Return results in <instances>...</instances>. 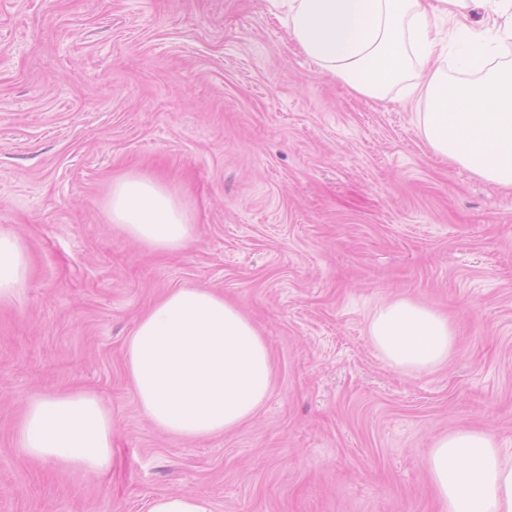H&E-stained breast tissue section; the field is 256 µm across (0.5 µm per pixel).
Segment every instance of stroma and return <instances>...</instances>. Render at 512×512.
<instances>
[{"label":"stroma","mask_w":512,"mask_h":512,"mask_svg":"<svg viewBox=\"0 0 512 512\" xmlns=\"http://www.w3.org/2000/svg\"><path fill=\"white\" fill-rule=\"evenodd\" d=\"M393 88L350 94L295 48L267 0H0V227L32 258L0 305V512H437L433 440L512 448V192L436 157ZM129 173L192 217L158 254L111 224ZM223 292L261 332L274 386L237 430L183 441L141 412L125 342L165 291ZM408 298L457 340L429 372L368 334ZM99 394L118 425L96 480L14 446L27 399ZM148 512H213V506L200 495L162 494L150 501Z\"/></svg>","instance_id":"35a3bbf8"}]
</instances>
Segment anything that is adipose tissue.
Here are the masks:
<instances>
[{"instance_id": "obj_1", "label": "adipose tissue", "mask_w": 512, "mask_h": 512, "mask_svg": "<svg viewBox=\"0 0 512 512\" xmlns=\"http://www.w3.org/2000/svg\"><path fill=\"white\" fill-rule=\"evenodd\" d=\"M297 49L321 73L367 98L394 85L424 103L418 127L431 150L474 176L512 190V0H267ZM481 11L473 20V11ZM112 223L160 252L182 249L194 226L159 180L129 174L104 199ZM30 256L0 229V305L29 278ZM374 348L392 366L427 372L447 362L456 335L447 316L392 301L370 324ZM126 371L152 424L181 440L231 432L271 393L274 365L252 321L207 288H175L138 320ZM116 420L94 392L74 389L27 400L15 442L26 455L83 478L112 468ZM440 512H512V454L488 432L461 428L436 439L427 458Z\"/></svg>"}]
</instances>
